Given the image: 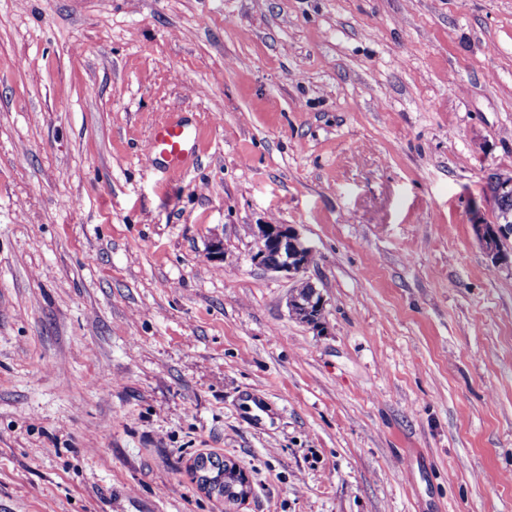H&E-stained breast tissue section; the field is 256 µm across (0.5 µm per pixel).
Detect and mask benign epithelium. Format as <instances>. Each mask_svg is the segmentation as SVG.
Instances as JSON below:
<instances>
[{
	"label": "benign epithelium",
	"instance_id": "benign-epithelium-1",
	"mask_svg": "<svg viewBox=\"0 0 512 512\" xmlns=\"http://www.w3.org/2000/svg\"><path fill=\"white\" fill-rule=\"evenodd\" d=\"M503 221L489 227L479 219L473 221L474 231L487 254L497 263L505 262L504 248L512 236V214L503 213ZM253 235L258 248L252 255V261L267 270L283 273L292 282L301 279V274L308 269L312 249L305 245L299 235L286 224H258L253 228ZM301 303L297 293H291L289 306L292 314L300 321L316 326L323 316V297L314 292L311 305L316 306L317 313L311 315L310 305L301 312L295 305Z\"/></svg>",
	"mask_w": 512,
	"mask_h": 512
}]
</instances>
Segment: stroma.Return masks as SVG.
Segmentation results:
<instances>
[{"mask_svg": "<svg viewBox=\"0 0 512 512\" xmlns=\"http://www.w3.org/2000/svg\"><path fill=\"white\" fill-rule=\"evenodd\" d=\"M494 173L512 0H0V512H512ZM197 128L183 120H167L154 128L146 147V157L153 166L161 162L167 173L183 172L198 154ZM498 210L511 211L512 213V197L501 198ZM511 213L504 212L502 214L503 222L498 221L497 224L491 227L483 224L479 219L473 221L474 231L483 248L496 263L508 262L503 256L506 253L503 244H506L508 238L512 235ZM253 235L258 242V248L252 255V261L264 267L267 270L283 273L290 279L294 285L300 279V275L308 269L314 261L312 249L305 245L299 235L286 224H258L253 228ZM312 255V256H311ZM311 257V258H310ZM293 288H296V286ZM314 288V293L310 299V305H316L317 313L314 315H305L294 306L297 303L305 307L307 312L311 311L310 305H307L306 296ZM310 287L307 281L301 282L291 293L289 306L292 314L300 321L316 326L320 323L323 316L324 301L322 295L315 286ZM304 305H303V303ZM235 464H228L225 461L217 458V457H199L195 462V472L197 475L198 482L201 486L210 483V490L208 493H215L217 497H224V489H226L230 483L234 481V471L236 477H238V484L240 486L239 491L236 493L235 500L226 501L228 502H237L245 500L249 497L251 493V487L248 481L247 476L240 469H235ZM211 474V477H208L205 474Z\"/></svg>", "mask_w": 512, "mask_h": 512, "instance_id": "35a3bbf8", "label": "stroma"}]
</instances>
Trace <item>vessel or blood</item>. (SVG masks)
Listing matches in <instances>:
<instances>
[{
    "label": "vessel or blood",
    "instance_id": "1",
    "mask_svg": "<svg viewBox=\"0 0 512 512\" xmlns=\"http://www.w3.org/2000/svg\"><path fill=\"white\" fill-rule=\"evenodd\" d=\"M197 153V129L181 120H167L156 125L146 147L148 162L163 164L172 175L183 172Z\"/></svg>",
    "mask_w": 512,
    "mask_h": 512
}]
</instances>
